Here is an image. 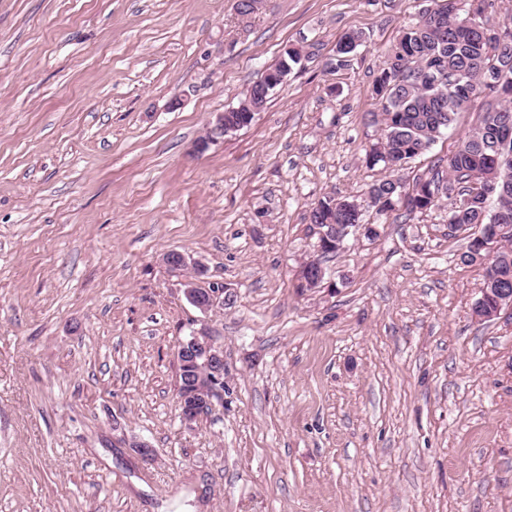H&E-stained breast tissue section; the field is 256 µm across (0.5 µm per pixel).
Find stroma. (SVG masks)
<instances>
[{
	"label": "stroma",
	"instance_id": "stroma-1",
	"mask_svg": "<svg viewBox=\"0 0 512 512\" xmlns=\"http://www.w3.org/2000/svg\"><path fill=\"white\" fill-rule=\"evenodd\" d=\"M431 5L0 0V512H512V318L474 316L484 267L447 203L365 208L380 235L326 261L336 290L297 281L311 202L387 175L364 161L373 80ZM289 47L253 123L196 153ZM171 250L222 306L188 301ZM200 327L223 403L186 425L177 349Z\"/></svg>",
	"mask_w": 512,
	"mask_h": 512
}]
</instances>
